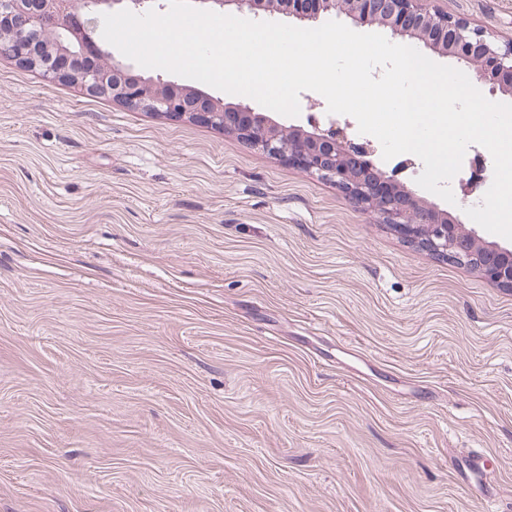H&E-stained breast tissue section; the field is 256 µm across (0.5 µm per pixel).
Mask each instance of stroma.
I'll list each match as a JSON object with an SVG mask.
<instances>
[{
    "mask_svg": "<svg viewBox=\"0 0 512 512\" xmlns=\"http://www.w3.org/2000/svg\"><path fill=\"white\" fill-rule=\"evenodd\" d=\"M422 6L512 41V0ZM0 512H512V289L0 58Z\"/></svg>",
    "mask_w": 512,
    "mask_h": 512,
    "instance_id": "35a3bbf8",
    "label": "stroma"
}]
</instances>
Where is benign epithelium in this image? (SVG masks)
I'll return each instance as SVG.
<instances>
[{"label": "benign epithelium", "instance_id": "obj_1", "mask_svg": "<svg viewBox=\"0 0 512 512\" xmlns=\"http://www.w3.org/2000/svg\"><path fill=\"white\" fill-rule=\"evenodd\" d=\"M212 9L231 3L242 13L266 10V0H196ZM300 0H277L301 21L321 12L344 13L359 26L380 19L395 37L431 42L439 39L448 55L475 70L492 89L512 87V45L498 46L488 32L448 13L427 11L420 0H317L313 10L293 7ZM148 0H0V57L36 70L53 82L73 84L89 97H107L134 111L172 120L188 119L220 130H241L244 141L269 155L336 185L355 207L369 205L405 239L430 255L451 259L480 271L492 282L512 288V249L492 246L476 252L477 236L458 218L422 204L416 194L399 188L389 176L364 162L353 164L359 148L333 127L298 139L264 119L241 123L247 107L226 106L192 88L175 83L156 85L152 78L127 75V67L93 40L103 13L116 9L142 11Z\"/></svg>", "mask_w": 512, "mask_h": 512}]
</instances>
